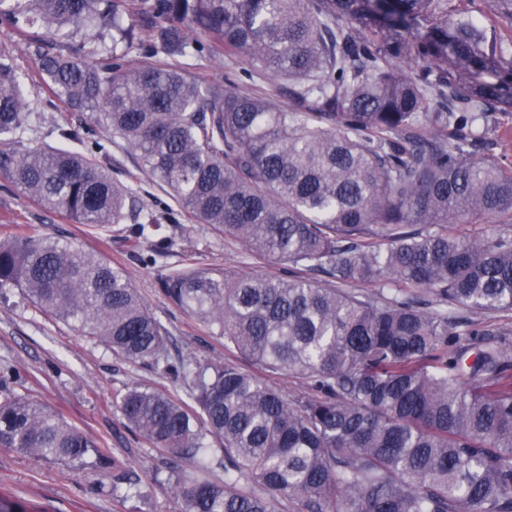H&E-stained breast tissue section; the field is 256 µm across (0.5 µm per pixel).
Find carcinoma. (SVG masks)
I'll list each match as a JSON object with an SVG mask.
<instances>
[{
	"label": "carcinoma",
	"mask_w": 512,
	"mask_h": 512,
	"mask_svg": "<svg viewBox=\"0 0 512 512\" xmlns=\"http://www.w3.org/2000/svg\"><path fill=\"white\" fill-rule=\"evenodd\" d=\"M5 2L0 19L27 38L49 94L91 112L172 194L177 208L128 230L134 255L181 213L299 269L184 267L162 280L224 347L305 380L309 393L289 397L233 362L169 363L124 268L31 225L0 237V290L188 382L191 406L160 387L114 396L140 439L186 460L174 480L184 512H512V331L453 315L512 311V167L493 138L512 116V0ZM80 26L98 41L83 58L35 32L61 43ZM120 43L178 64L131 66ZM206 57L224 60V79L191 72ZM267 74L287 106L238 90ZM30 116L0 61V142ZM58 130L71 147L0 152V173L77 224L125 223L133 189L112 180L104 146L65 115ZM23 388L0 367L1 451L107 464L98 441ZM137 490L114 477L113 497Z\"/></svg>",
	"instance_id": "obj_1"
}]
</instances>
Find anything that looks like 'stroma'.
<instances>
[{"label":"stroma","instance_id":"obj_1","mask_svg":"<svg viewBox=\"0 0 512 512\" xmlns=\"http://www.w3.org/2000/svg\"><path fill=\"white\" fill-rule=\"evenodd\" d=\"M0 57L18 76L26 100L39 106L24 133L11 144V151L57 145V126L69 109L60 102L48 104L49 94L35 74L26 44L16 28L7 24L0 25ZM95 137L106 148L113 179L137 186L129 201L127 224L97 230L71 223L0 178V232L14 224H31L42 233L73 239L123 266L167 331L170 362L226 360L247 366V359L225 349L222 339L162 294V279L169 270L185 265L272 276L293 275V268L256 258L234 238L184 217L164 225L159 235L143 244L140 256H133L126 238L128 223L136 222L140 212L163 208L171 198L156 179L140 169L136 153L122 139L100 127ZM4 365L23 370L35 396L98 439L109 464L102 468L88 462L55 464L2 452L0 494L12 493L28 512H183L182 500L171 491L183 460L161 456L143 443L112 403L116 392L135 385L161 386L174 398L189 400L191 390L182 378L113 355L71 325L41 313L17 289L0 300V366ZM123 472L138 476L141 492L118 501L112 497V479Z\"/></svg>","mask_w":512,"mask_h":512}]
</instances>
